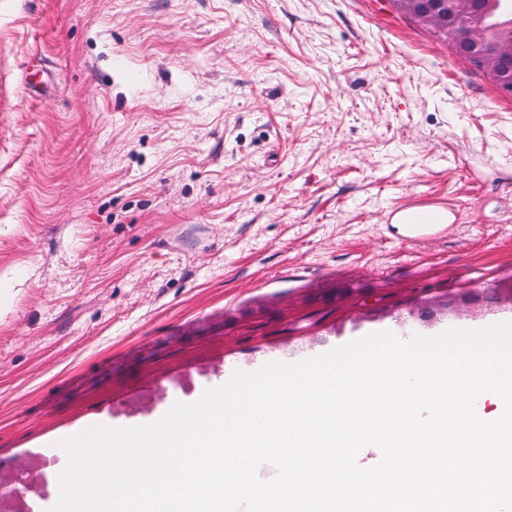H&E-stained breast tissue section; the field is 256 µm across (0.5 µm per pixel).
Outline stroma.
Returning a JSON list of instances; mask_svg holds the SVG:
<instances>
[{"instance_id": "35a3bbf8", "label": "stroma", "mask_w": 512, "mask_h": 512, "mask_svg": "<svg viewBox=\"0 0 512 512\" xmlns=\"http://www.w3.org/2000/svg\"><path fill=\"white\" fill-rule=\"evenodd\" d=\"M511 283L512 97L392 0H0L1 475ZM393 215L405 226L408 242L438 234L448 226V212L432 203L414 204L396 210Z\"/></svg>"}]
</instances>
